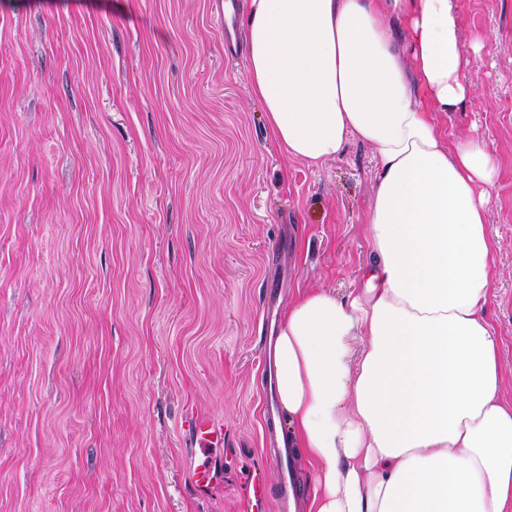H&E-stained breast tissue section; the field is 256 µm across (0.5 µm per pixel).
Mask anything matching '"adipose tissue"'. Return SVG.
<instances>
[{"label":"adipose tissue","mask_w":512,"mask_h":512,"mask_svg":"<svg viewBox=\"0 0 512 512\" xmlns=\"http://www.w3.org/2000/svg\"><path fill=\"white\" fill-rule=\"evenodd\" d=\"M456 0H250L246 78L272 138L315 165L377 159L367 286L297 291L273 353L305 512H512V403L484 316L496 162L437 116L475 85Z\"/></svg>","instance_id":"adipose-tissue-1"}]
</instances>
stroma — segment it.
<instances>
[{
  "mask_svg": "<svg viewBox=\"0 0 512 512\" xmlns=\"http://www.w3.org/2000/svg\"><path fill=\"white\" fill-rule=\"evenodd\" d=\"M248 0H0V512H237L262 454L267 317L366 286L376 160L284 157L216 17ZM478 63L438 121L482 137L485 308L512 399V0H458ZM224 425L198 492L180 428Z\"/></svg>",
  "mask_w": 512,
  "mask_h": 512,
  "instance_id": "1",
  "label": "stroma"
}]
</instances>
